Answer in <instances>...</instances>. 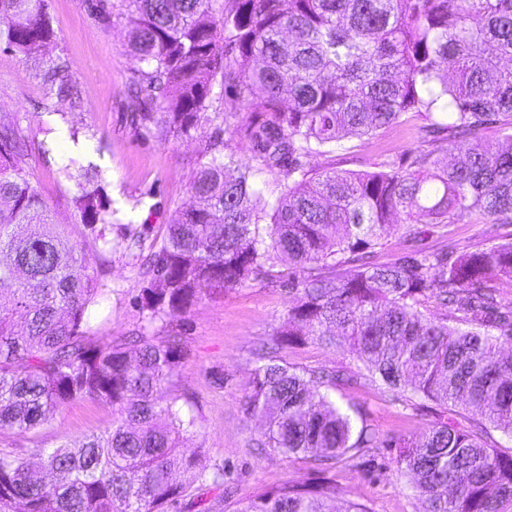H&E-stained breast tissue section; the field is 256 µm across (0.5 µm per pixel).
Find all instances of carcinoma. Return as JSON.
Masks as SVG:
<instances>
[{"mask_svg": "<svg viewBox=\"0 0 512 512\" xmlns=\"http://www.w3.org/2000/svg\"><path fill=\"white\" fill-rule=\"evenodd\" d=\"M138 126L165 140L214 126L188 199L141 272V319L176 328L202 299L245 287L288 260L292 304L272 329L277 350L318 344L351 355L391 389L473 413L411 438L376 440L360 410L336 400L357 381L343 367L297 370L274 357L255 369L247 414L263 426L256 448L281 458L356 461L365 448H396L425 512H512V312L499 311L496 280L512 281V242L457 256L412 249L364 260L397 224L414 242L471 216L512 224V0H123ZM0 44L24 56L55 38L45 0H0ZM48 98L70 91L67 62L44 74ZM233 99L211 112L214 83ZM248 116H243V113ZM407 113L426 134L446 135L450 163L415 151L378 172L313 171L309 158L385 131ZM232 128L255 164L224 145ZM497 131L491 141L485 130ZM472 139L461 149L458 139ZM29 137L0 127V430L35 431L75 399L112 406V427L78 446L39 448L51 481L0 456V512H172L188 491L224 486L181 453L197 416L161 387L178 375L179 337L91 335L88 312L106 294L81 273L71 225L58 222L25 169ZM85 238L101 262L112 204L91 170L66 164ZM273 178L269 198L256 181ZM351 269H345L346 265ZM442 310L435 318L429 304ZM182 481L174 480L175 475ZM224 512V495L193 497ZM235 512H370L336 507L328 481L285 483Z\"/></svg>", "mask_w": 512, "mask_h": 512, "instance_id": "1", "label": "carcinoma"}]
</instances>
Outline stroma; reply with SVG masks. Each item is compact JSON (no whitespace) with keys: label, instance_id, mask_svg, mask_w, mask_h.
<instances>
[{"label":"stroma","instance_id":"35a3bbf8","mask_svg":"<svg viewBox=\"0 0 512 512\" xmlns=\"http://www.w3.org/2000/svg\"><path fill=\"white\" fill-rule=\"evenodd\" d=\"M106 3L110 10L104 16L96 10V0H45L56 33L47 55L26 60L0 46V125H14L30 134L26 166L44 200L56 218L74 224L72 243L85 255L86 273L108 272L109 291L89 313L98 336L146 334L161 340L167 334L164 325H144L133 304L142 286L138 270L187 200L190 175L208 147L211 130L201 127L190 136L161 141L131 125V80L138 63L125 51L119 0ZM57 55L70 65L74 92L51 107L39 73ZM425 123L423 116L408 115L398 126L346 141L333 154L312 157L310 166L318 171L374 172L383 162L400 161L419 148L444 152L445 141L428 142ZM71 159L97 167L116 211L104 265L89 251L84 229L77 224L75 182L58 174ZM131 230L140 234L141 249L127 250L124 236ZM510 241L511 224L466 221L449 225L447 236L423 237L419 246L460 253ZM287 269V263H280L273 277L205 297L180 328L185 360L179 376L164 385L159 396L186 392L192 397L199 427L193 441L185 444L184 454L207 466L225 465L231 494L224 501V512H235L238 503L283 483L315 484L325 477L335 485L337 499L367 504L371 512H424L422 500L394 464L396 449L368 448L360 465L342 458L325 470L308 456L282 459L252 447L250 438L260 423L245 413L243 400L256 353L269 342L273 327L291 303L280 280ZM280 357L297 369L343 366L359 372L357 384L336 396L360 407L381 438L413 435L448 420L464 425L470 416L460 406L444 408L388 390L361 363L339 351L310 344L282 351ZM112 418L110 406L77 400L38 431H1L0 455L34 465L36 449L77 443L111 428Z\"/></svg>","mask_w":512,"mask_h":512}]
</instances>
